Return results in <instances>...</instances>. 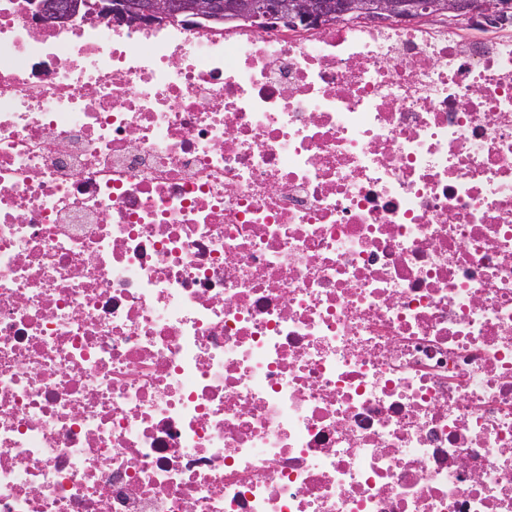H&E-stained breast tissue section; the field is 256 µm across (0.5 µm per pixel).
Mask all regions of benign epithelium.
Listing matches in <instances>:
<instances>
[{
  "instance_id": "obj_1",
  "label": "benign epithelium",
  "mask_w": 512,
  "mask_h": 512,
  "mask_svg": "<svg viewBox=\"0 0 512 512\" xmlns=\"http://www.w3.org/2000/svg\"><path fill=\"white\" fill-rule=\"evenodd\" d=\"M187 11L198 15H220L226 21L279 20L295 27L320 25L333 16L382 15L405 21L431 16L466 19L482 28L499 21L507 5L501 0H186Z\"/></svg>"
}]
</instances>
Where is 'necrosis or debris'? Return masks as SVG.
Segmentation results:
<instances>
[{
	"label": "necrosis or debris",
	"mask_w": 512,
	"mask_h": 512,
	"mask_svg": "<svg viewBox=\"0 0 512 512\" xmlns=\"http://www.w3.org/2000/svg\"><path fill=\"white\" fill-rule=\"evenodd\" d=\"M0 512H512V24L0 0Z\"/></svg>",
	"instance_id": "necrosis-or-debris-1"
}]
</instances>
